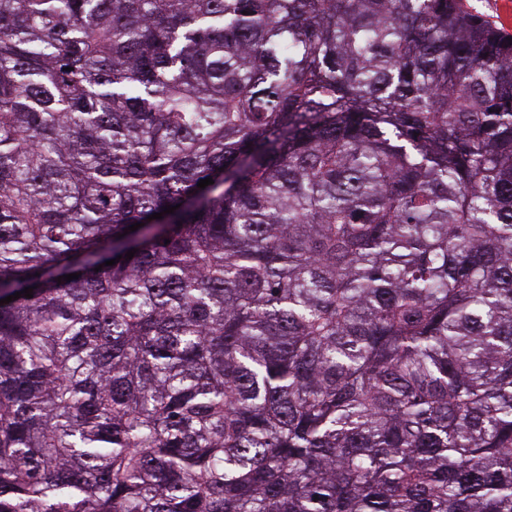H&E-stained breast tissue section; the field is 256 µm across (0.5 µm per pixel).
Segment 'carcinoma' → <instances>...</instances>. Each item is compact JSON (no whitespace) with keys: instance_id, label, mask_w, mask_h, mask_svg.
Wrapping results in <instances>:
<instances>
[{"instance_id":"obj_1","label":"carcinoma","mask_w":512,"mask_h":512,"mask_svg":"<svg viewBox=\"0 0 512 512\" xmlns=\"http://www.w3.org/2000/svg\"><path fill=\"white\" fill-rule=\"evenodd\" d=\"M26 287L0 512H512V34L465 0H0Z\"/></svg>"}]
</instances>
